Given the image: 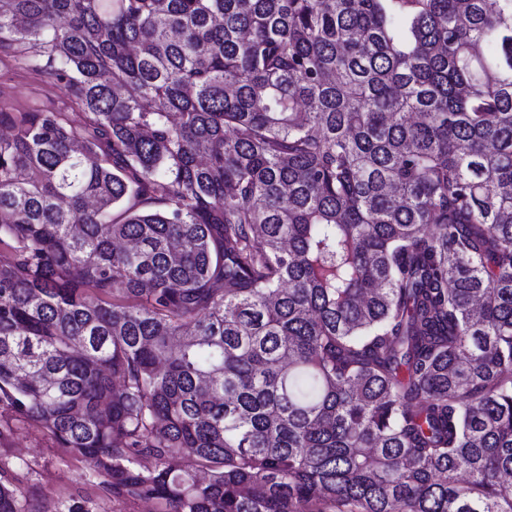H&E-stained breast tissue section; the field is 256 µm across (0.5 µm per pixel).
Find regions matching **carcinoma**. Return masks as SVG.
I'll use <instances>...</instances> for the list:
<instances>
[{
	"mask_svg": "<svg viewBox=\"0 0 512 512\" xmlns=\"http://www.w3.org/2000/svg\"><path fill=\"white\" fill-rule=\"evenodd\" d=\"M0 447L155 512H512V0H0ZM0 454V512H44ZM61 86L48 82L38 74L0 61V103L16 111H28L43 106H68Z\"/></svg>",
	"mask_w": 512,
	"mask_h": 512,
	"instance_id": "obj_1",
	"label": "carcinoma"
}]
</instances>
